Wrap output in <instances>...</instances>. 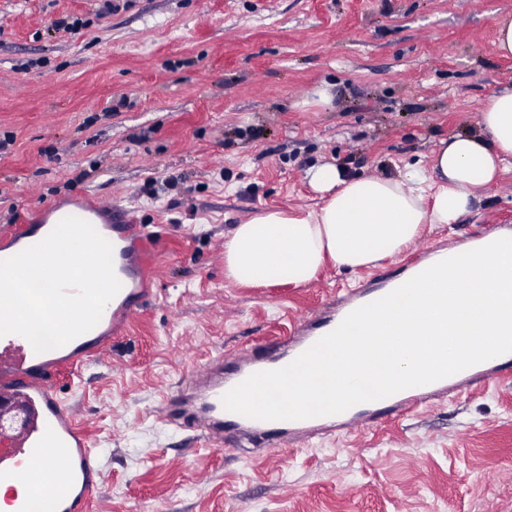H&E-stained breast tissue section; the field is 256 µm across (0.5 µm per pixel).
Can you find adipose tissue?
I'll return each mask as SVG.
<instances>
[{
    "label": "adipose tissue",
    "instance_id": "adipose-tissue-1",
    "mask_svg": "<svg viewBox=\"0 0 512 512\" xmlns=\"http://www.w3.org/2000/svg\"><path fill=\"white\" fill-rule=\"evenodd\" d=\"M512 161V88L481 109L480 130L442 141L431 171L412 166L396 179L347 176L312 165L306 178L321 198L303 216L282 210L237 225L224 245L227 276L240 284L304 285L325 261L350 269L401 253L424 225L449 224Z\"/></svg>",
    "mask_w": 512,
    "mask_h": 512
}]
</instances>
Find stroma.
<instances>
[{
    "mask_svg": "<svg viewBox=\"0 0 512 512\" xmlns=\"http://www.w3.org/2000/svg\"><path fill=\"white\" fill-rule=\"evenodd\" d=\"M505 15L512 0H0V226L109 199L164 228L150 302L60 380L103 453L96 512H512V382L278 454L154 415L195 366L405 262L245 286L224 244L251 217L318 208L314 164L395 177L478 130L512 85L494 46ZM73 19L83 28L57 29ZM321 86L331 108L312 103ZM506 225L512 167L414 246Z\"/></svg>",
    "mask_w": 512,
    "mask_h": 512,
    "instance_id": "stroma-1",
    "label": "stroma"
}]
</instances>
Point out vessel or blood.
Wrapping results in <instances>:
<instances>
[{
    "label": "vessel or blood",
    "mask_w": 512,
    "mask_h": 512,
    "mask_svg": "<svg viewBox=\"0 0 512 512\" xmlns=\"http://www.w3.org/2000/svg\"><path fill=\"white\" fill-rule=\"evenodd\" d=\"M81 218L111 243L121 289L94 328L57 349L38 353L20 335L0 337V417H9L20 407L27 412L19 428L0 427V483L25 488L22 495L7 497L9 512H91L102 484L100 458L62 397L57 379L104 357L113 336L125 332L153 296L146 277L153 263L155 233L136 223L130 211L117 203L93 205ZM43 237L38 224L9 226L0 232V260L15 256ZM451 255L447 246L420 251L401 272L381 278L370 288L347 289L344 296L302 318L292 335L257 342L205 362L180 389L162 400L155 410L158 419L219 445L228 440L236 448L283 451L323 435L365 429L418 413L463 388H487L511 379L512 352H507L436 382L333 415L259 421L223 406V396L250 375L286 367L350 312Z\"/></svg>",
    "instance_id": "1"
}]
</instances>
